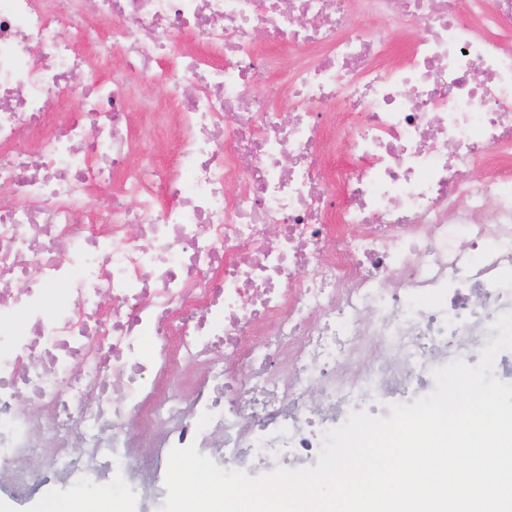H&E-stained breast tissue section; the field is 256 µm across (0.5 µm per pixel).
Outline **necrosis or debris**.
Segmentation results:
<instances>
[{"label":"necrosis or debris","mask_w":512,"mask_h":512,"mask_svg":"<svg viewBox=\"0 0 512 512\" xmlns=\"http://www.w3.org/2000/svg\"><path fill=\"white\" fill-rule=\"evenodd\" d=\"M511 22L512 0H0V477L26 491L39 456L149 499L142 449L190 444L294 469L352 409L476 365L512 312ZM276 74L283 100L257 94ZM168 131L174 167L136 165Z\"/></svg>","instance_id":"1"}]
</instances>
